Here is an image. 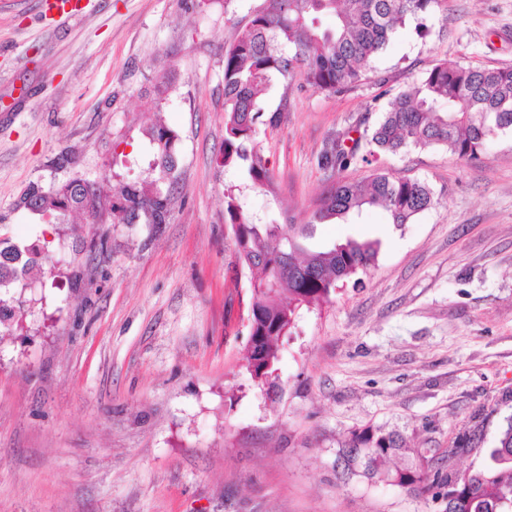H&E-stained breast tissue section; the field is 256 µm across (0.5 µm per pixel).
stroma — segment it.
I'll return each mask as SVG.
<instances>
[{
	"label": "stroma",
	"instance_id": "stroma-1",
	"mask_svg": "<svg viewBox=\"0 0 512 512\" xmlns=\"http://www.w3.org/2000/svg\"><path fill=\"white\" fill-rule=\"evenodd\" d=\"M261 0H0V228L53 240L56 274L34 272L0 338V512H441L431 495L344 478L351 431L408 448L481 446L512 417V131L480 161L442 147L379 153L381 170L425 183L433 205L391 224L383 207L319 225L315 242L375 240L360 284L304 307L279 342L277 388L247 371L248 272L224 222L234 185L261 222L302 224L335 175L320 155L358 138L384 93L435 64L512 67V0H436L407 21L356 89L277 82L258 128L272 190L222 171L224 52ZM174 74L176 88L145 92ZM180 135L168 223L44 224L19 208L63 153L105 191L141 178L143 131Z\"/></svg>",
	"mask_w": 512,
	"mask_h": 512
}]
</instances>
